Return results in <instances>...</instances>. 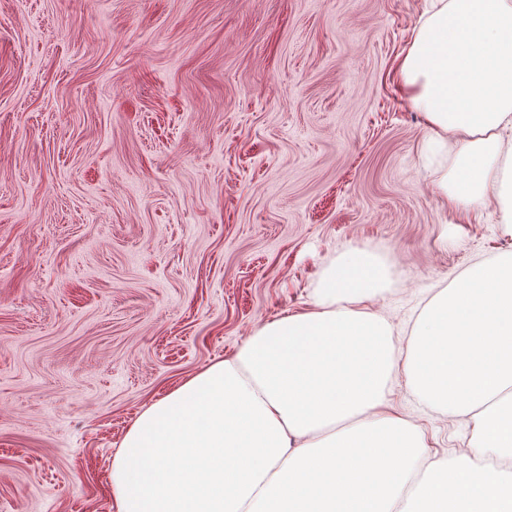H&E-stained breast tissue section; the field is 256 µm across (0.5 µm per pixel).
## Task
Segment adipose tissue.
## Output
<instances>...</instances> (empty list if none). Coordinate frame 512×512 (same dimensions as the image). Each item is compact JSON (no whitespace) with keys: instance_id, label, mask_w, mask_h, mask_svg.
Returning <instances> with one entry per match:
<instances>
[{"instance_id":"1","label":"adipose tissue","mask_w":512,"mask_h":512,"mask_svg":"<svg viewBox=\"0 0 512 512\" xmlns=\"http://www.w3.org/2000/svg\"><path fill=\"white\" fill-rule=\"evenodd\" d=\"M397 71L426 145L448 148L445 206L512 229V0H432ZM389 279L345 252L310 309L145 409L112 464L116 512H512V251L433 296L406 351L369 307ZM400 382L472 421L471 448L427 455L391 410Z\"/></svg>"}]
</instances>
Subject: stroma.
<instances>
[{
    "label": "stroma",
    "mask_w": 512,
    "mask_h": 512,
    "mask_svg": "<svg viewBox=\"0 0 512 512\" xmlns=\"http://www.w3.org/2000/svg\"><path fill=\"white\" fill-rule=\"evenodd\" d=\"M429 0H0V512H115L139 414L367 249L407 346L512 249L394 78ZM393 400L428 454L469 420Z\"/></svg>",
    "instance_id": "1"
}]
</instances>
